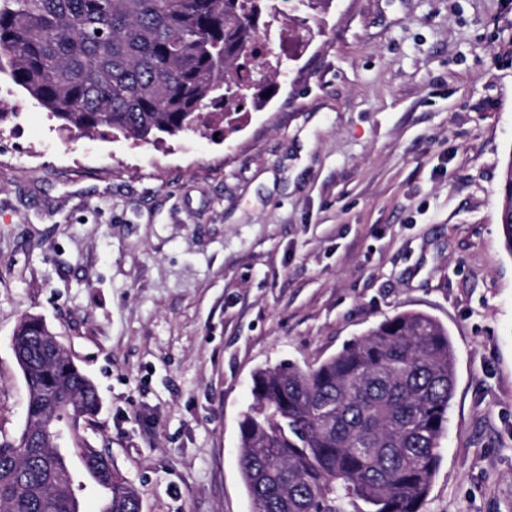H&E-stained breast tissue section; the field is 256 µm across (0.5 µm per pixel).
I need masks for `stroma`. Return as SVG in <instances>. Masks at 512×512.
Listing matches in <instances>:
<instances>
[{"label":"stroma","instance_id":"35a3bbf8","mask_svg":"<svg viewBox=\"0 0 512 512\" xmlns=\"http://www.w3.org/2000/svg\"><path fill=\"white\" fill-rule=\"evenodd\" d=\"M287 76L234 128L154 143L0 126V443L45 319L101 400L86 433L142 512H252V375L318 365L385 318L444 324L455 389L422 512H512V0H282ZM502 190L503 200L500 210V225L505 247L512 253V212L508 208L503 209L505 197L510 200L512 198V152L509 153V158L506 162Z\"/></svg>","mask_w":512,"mask_h":512}]
</instances>
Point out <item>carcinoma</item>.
Returning a JSON list of instances; mask_svg holds the SVG:
<instances>
[{"label": "carcinoma", "instance_id": "obj_1", "mask_svg": "<svg viewBox=\"0 0 512 512\" xmlns=\"http://www.w3.org/2000/svg\"><path fill=\"white\" fill-rule=\"evenodd\" d=\"M261 0H0V74L67 131L142 142L207 130L226 90L254 81L238 62ZM512 252V210H500ZM42 318L13 335L28 388L26 426L0 444V512H80L68 443L100 512H141L137 491L84 435L93 380L52 345ZM448 329L423 312L370 328L307 371L261 368L240 421L239 466L253 512H421L454 394Z\"/></svg>", "mask_w": 512, "mask_h": 512}]
</instances>
